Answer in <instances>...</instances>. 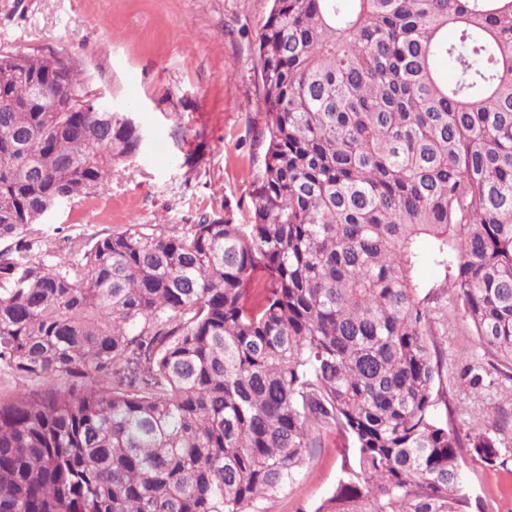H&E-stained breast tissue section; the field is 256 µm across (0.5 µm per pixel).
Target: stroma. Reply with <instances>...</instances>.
Here are the masks:
<instances>
[{"label":"stroma","instance_id":"1","mask_svg":"<svg viewBox=\"0 0 512 512\" xmlns=\"http://www.w3.org/2000/svg\"><path fill=\"white\" fill-rule=\"evenodd\" d=\"M269 11L270 0H0V55L69 56L144 134L93 197L44 218L54 251L131 223L162 233L206 217L248 223L266 149L256 41ZM435 342L436 416L462 435L494 434L504 457L494 468L463 457L474 512H512V377L492 366L460 307L449 306L448 333ZM466 366L483 374L481 388L463 383ZM342 444L323 434L269 512H314L340 479Z\"/></svg>","mask_w":512,"mask_h":512}]
</instances>
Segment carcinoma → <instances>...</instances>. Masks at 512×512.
<instances>
[{
  "instance_id": "cac0c4a2",
  "label": "carcinoma",
  "mask_w": 512,
  "mask_h": 512,
  "mask_svg": "<svg viewBox=\"0 0 512 512\" xmlns=\"http://www.w3.org/2000/svg\"><path fill=\"white\" fill-rule=\"evenodd\" d=\"M52 59L0 56V365L66 381L0 401V512H252L321 429L351 448L314 512H472L461 449L501 451L435 416L448 315L418 270L512 371V0H273L251 223L133 224L45 262L37 225L142 143Z\"/></svg>"
}]
</instances>
